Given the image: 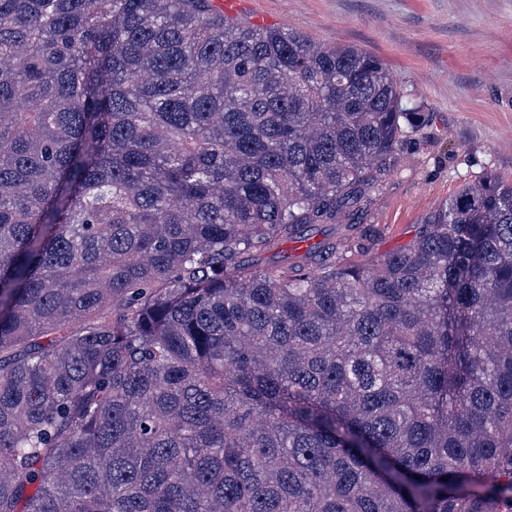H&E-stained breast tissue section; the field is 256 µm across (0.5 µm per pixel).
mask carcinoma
<instances>
[{"instance_id":"obj_1","label":"carcinoma","mask_w":512,"mask_h":512,"mask_svg":"<svg viewBox=\"0 0 512 512\" xmlns=\"http://www.w3.org/2000/svg\"><path fill=\"white\" fill-rule=\"evenodd\" d=\"M416 131L211 0H0V512H512V181L257 264Z\"/></svg>"}]
</instances>
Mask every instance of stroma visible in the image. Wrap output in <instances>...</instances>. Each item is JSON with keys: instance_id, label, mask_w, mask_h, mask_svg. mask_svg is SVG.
<instances>
[{"instance_id": "1", "label": "stroma", "mask_w": 512, "mask_h": 512, "mask_svg": "<svg viewBox=\"0 0 512 512\" xmlns=\"http://www.w3.org/2000/svg\"><path fill=\"white\" fill-rule=\"evenodd\" d=\"M233 17L379 56L425 118L359 203L363 248L344 261L409 245L485 172L512 180V0H244Z\"/></svg>"}]
</instances>
